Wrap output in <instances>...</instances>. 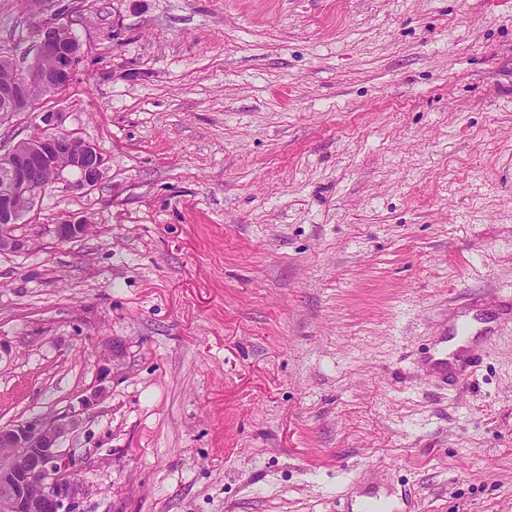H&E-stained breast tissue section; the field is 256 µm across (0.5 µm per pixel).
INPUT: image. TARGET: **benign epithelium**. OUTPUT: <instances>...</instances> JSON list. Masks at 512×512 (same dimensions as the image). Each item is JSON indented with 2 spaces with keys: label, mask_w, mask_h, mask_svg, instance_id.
Returning <instances> with one entry per match:
<instances>
[{
  "label": "benign epithelium",
  "mask_w": 512,
  "mask_h": 512,
  "mask_svg": "<svg viewBox=\"0 0 512 512\" xmlns=\"http://www.w3.org/2000/svg\"><path fill=\"white\" fill-rule=\"evenodd\" d=\"M82 46L63 25L43 29L38 51L24 70L0 84V112H25L40 97L65 87ZM45 129L0 152V253L19 252L26 241L10 232L46 188L66 170L81 174L94 186L103 159L89 142L64 132H50L54 115L44 117ZM79 425V413L47 420L31 417L0 426V512H71L79 493L74 478L59 477L66 468L61 441Z\"/></svg>",
  "instance_id": "obj_1"
}]
</instances>
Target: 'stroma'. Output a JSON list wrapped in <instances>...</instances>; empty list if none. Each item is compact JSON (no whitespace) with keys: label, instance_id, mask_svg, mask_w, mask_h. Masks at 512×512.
I'll use <instances>...</instances> for the list:
<instances>
[{"label":"stroma","instance_id":"stroma-1","mask_svg":"<svg viewBox=\"0 0 512 512\" xmlns=\"http://www.w3.org/2000/svg\"><path fill=\"white\" fill-rule=\"evenodd\" d=\"M53 21L73 78L0 150L54 112L104 165L0 254V425L105 388L72 512H512V327L423 370L512 290V0H0V53Z\"/></svg>","mask_w":512,"mask_h":512}]
</instances>
